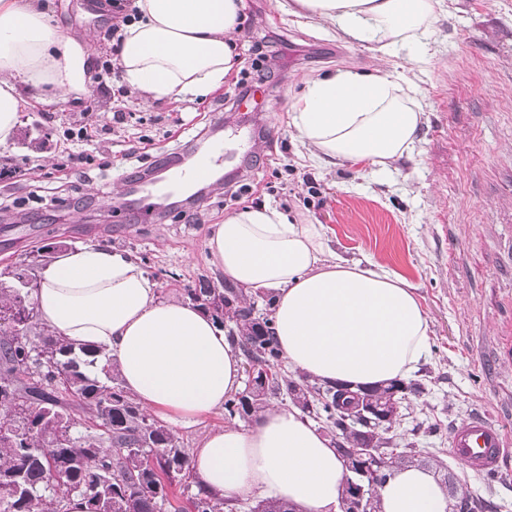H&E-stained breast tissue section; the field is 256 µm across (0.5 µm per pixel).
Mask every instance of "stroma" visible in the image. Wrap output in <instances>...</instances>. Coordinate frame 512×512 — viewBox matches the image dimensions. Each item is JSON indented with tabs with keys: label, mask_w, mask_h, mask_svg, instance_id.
Instances as JSON below:
<instances>
[{
	"label": "stroma",
	"mask_w": 512,
	"mask_h": 512,
	"mask_svg": "<svg viewBox=\"0 0 512 512\" xmlns=\"http://www.w3.org/2000/svg\"><path fill=\"white\" fill-rule=\"evenodd\" d=\"M101 0H63V27L96 33L112 26ZM237 44L241 67L204 101L123 102L125 123L82 105L22 113L14 141L0 146V168L29 169L0 179V270L37 248L107 246L135 256L159 299L224 278L205 242L226 214L279 205L289 217L324 225L341 257L403 275L429 322L430 346L406 380L408 392L389 430L416 448L414 463L441 461L458 494L482 512H512V457L502 478L476 476L449 451L451 427L476 413L498 418L512 448V0H444L433 53L411 66L425 117L411 156L379 172L342 161L320 168L296 140L290 105L305 81L338 68L386 69L405 57L373 58L366 46L335 39L298 19L278 0H245ZM282 51L277 83L256 95L267 138L231 145V177L196 204L161 217L114 206L131 173L167 165L196 146L195 134L238 121L237 84L249 70V38ZM94 120L98 150L112 162L67 169L64 133Z\"/></svg>",
	"instance_id": "stroma-1"
}]
</instances>
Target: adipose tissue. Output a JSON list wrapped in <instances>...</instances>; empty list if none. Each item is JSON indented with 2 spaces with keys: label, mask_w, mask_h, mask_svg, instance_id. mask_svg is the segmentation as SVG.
<instances>
[{
  "label": "adipose tissue",
  "mask_w": 512,
  "mask_h": 512,
  "mask_svg": "<svg viewBox=\"0 0 512 512\" xmlns=\"http://www.w3.org/2000/svg\"><path fill=\"white\" fill-rule=\"evenodd\" d=\"M118 30L122 81L142 103L221 87L239 64L242 0H134ZM289 13L330 27L383 59L431 55L442 0H291ZM102 37L63 28L44 0H0V146L22 112L85 99ZM311 159L385 170L411 154L424 122L414 81L399 70L340 69L306 82L291 105ZM227 281L275 297L276 341L308 380L357 390L409 377L429 348V325L403 276L333 252L320 224L278 206L226 215L206 241ZM41 323L74 345L105 352L123 389L151 415L191 426L224 409L242 384L241 360L208 313L159 299L129 253L81 247L42 270ZM201 487L227 500L279 498L295 512H341L348 473L330 439L295 408H267L249 427L206 431L190 457ZM382 512H448L432 472L399 466L378 489Z\"/></svg>",
  "instance_id": "1"
}]
</instances>
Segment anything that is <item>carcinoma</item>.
I'll list each match as a JSON object with an SVG mask.
<instances>
[{"mask_svg":"<svg viewBox=\"0 0 512 512\" xmlns=\"http://www.w3.org/2000/svg\"><path fill=\"white\" fill-rule=\"evenodd\" d=\"M16 285L0 282V512H70L79 496L85 512H184L171 502L174 482L189 474V453L173 431L149 415L121 386L118 374L102 353L75 347L39 322L29 293L38 282L5 269ZM190 301L235 323L236 343L244 358L272 371L256 376L251 386L224 401V413L244 416L263 409L272 398L287 396L305 414L330 429L350 426L348 439L335 442L351 476L342 512H379L378 495L360 499L355 484L368 464H381L386 479L397 460L414 452L413 443L393 453L390 441L350 412L360 403L378 409L390 426L399 414L404 383L375 386L363 392H342L339 386L320 390L277 372L282 356L273 321L257 319L242 304L239 289L189 288ZM90 414L81 422L76 411ZM58 480L49 482L51 472ZM192 512H224L234 503L191 485L185 486ZM251 512H295L288 502L263 499Z\"/></svg>","mask_w":512,"mask_h":512,"instance_id":"carcinoma-1","label":"carcinoma"}]
</instances>
